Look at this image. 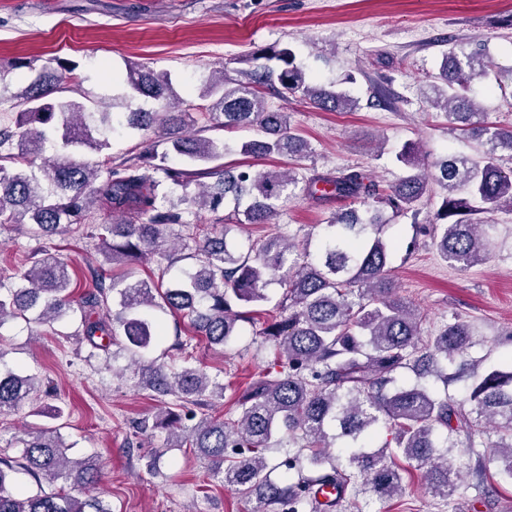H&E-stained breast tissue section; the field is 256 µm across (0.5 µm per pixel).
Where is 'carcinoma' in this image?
I'll return each mask as SVG.
<instances>
[{"label":"carcinoma","instance_id":"obj_1","mask_svg":"<svg viewBox=\"0 0 512 512\" xmlns=\"http://www.w3.org/2000/svg\"><path fill=\"white\" fill-rule=\"evenodd\" d=\"M263 59L267 64L232 87L224 82V66L215 70L193 105L191 135L184 134L190 113L170 111L175 98L170 74L130 69V88L161 103L162 111L128 112L121 125L163 130L162 149L115 167L108 158L89 163L68 154L43 155L52 131L61 133L66 147L100 152L109 141L95 134L115 129L113 112L88 113L82 102L48 98L74 77L43 67L23 91V109L0 117V226L27 224L32 235L43 236L63 224L90 223L98 204L112 211V223L102 225L104 256L126 270L108 283L95 279L82 293L83 340L97 351L114 347L112 355L132 356L138 367L135 386L172 399L142 429L164 432L172 448L189 445L210 477L254 502V512H334L346 496L361 491L392 499L404 491L396 455L426 468L428 492L446 504L465 475L480 484L491 464L512 480V369L462 360L478 336L470 322L455 318L422 337L420 314L396 292L389 267L396 242L384 233L390 217L409 214L416 233L429 237L439 256L459 270L485 262L494 251L498 225L476 224L471 215L492 208L512 212V165L502 164L505 155L512 160V126L487 120L476 97L467 94L471 80L489 66L485 55L454 48L444 53L440 83L427 94L430 106L477 144L479 158H432L406 143L396 160L408 171L386 189L360 169L306 179L295 167L266 172L207 167L224 156L225 146L203 133L235 125L257 127V137L241 146L246 155L306 157L309 144L294 133L290 113L272 109L260 93L272 81L282 95L299 94L323 110L356 108V99L295 64L291 49ZM34 155L43 157V165H33ZM174 157H186L196 168L175 167ZM204 175L217 179L190 191ZM432 179L446 197L421 224L419 204ZM301 183L310 193L350 199L362 209L334 215L315 243L301 246L286 234L245 246L228 237L226 224L220 235L196 242L184 255L190 265L164 282L175 240L198 227L187 205L215 211L230 201L235 226L266 224L290 188ZM177 187L182 195L175 200ZM148 263L157 267L155 280L136 275L137 267ZM21 280L12 286L0 282V326L7 318L50 325L74 313L76 284L63 261L37 260ZM273 284L284 287L276 303L280 315L255 332L271 343L273 358L237 396L235 417H196L204 398L224 397L218 378L189 365L136 361L161 340V312L187 318L209 345H227L241 335L242 323L271 302ZM466 379L471 384L464 399L448 394L450 383ZM40 392L37 375L0 370V416ZM185 419L195 423L184 426ZM382 430L389 439L378 447ZM489 432L497 440L486 449L476 438ZM285 438L291 447L271 462L267 449ZM67 450L58 430H41L23 441L20 459L0 458V512H112L99 495L83 499L65 492L66 485L85 488L99 477L97 458L73 459ZM20 470L51 489L14 494L10 473ZM329 486L337 496L319 500Z\"/></svg>","mask_w":512,"mask_h":512}]
</instances>
